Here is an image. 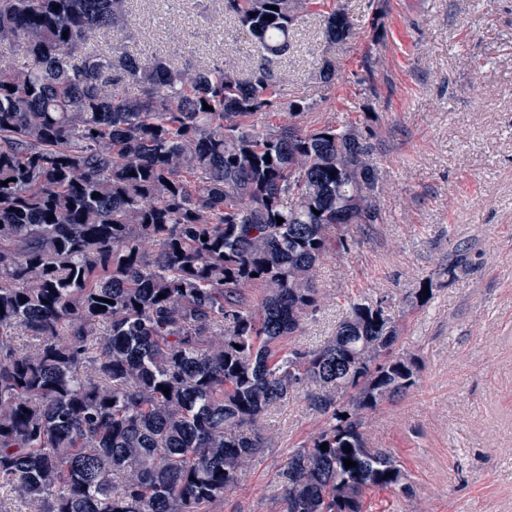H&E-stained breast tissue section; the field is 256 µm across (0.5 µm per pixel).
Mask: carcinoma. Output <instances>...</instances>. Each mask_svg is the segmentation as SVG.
I'll list each match as a JSON object with an SVG mask.
<instances>
[{"label": "carcinoma", "mask_w": 512, "mask_h": 512, "mask_svg": "<svg viewBox=\"0 0 512 512\" xmlns=\"http://www.w3.org/2000/svg\"><path fill=\"white\" fill-rule=\"evenodd\" d=\"M124 3L0 0V45L29 59L0 66V484L37 512H201L266 447L271 408L302 393L322 424L276 473L284 512L413 496L367 433L417 384L399 325L354 302L323 344L281 347L322 306L318 270L349 226L382 220L372 127L281 102L295 23L329 7L333 46L353 37L345 8L224 0L254 47L244 80L230 62L142 61L130 30L84 52ZM316 76L338 80L335 60Z\"/></svg>", "instance_id": "cac0c4a2"}]
</instances>
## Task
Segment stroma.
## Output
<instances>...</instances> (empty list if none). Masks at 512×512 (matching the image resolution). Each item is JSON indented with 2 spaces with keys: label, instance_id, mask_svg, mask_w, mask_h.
I'll return each instance as SVG.
<instances>
[{
  "label": "stroma",
  "instance_id": "obj_1",
  "mask_svg": "<svg viewBox=\"0 0 512 512\" xmlns=\"http://www.w3.org/2000/svg\"><path fill=\"white\" fill-rule=\"evenodd\" d=\"M343 5L354 36L333 50L340 80L315 75L325 46L316 13L297 23L278 68L286 100L309 103L312 124L373 114L383 221L323 266L324 305L283 345L316 347L353 301L381 305L420 377L370 414L368 431L374 447L400 456L418 493L371 494L369 512H512V0ZM126 9L134 56L177 67L229 59L249 77L253 48L224 0H128ZM460 243L469 265L452 276ZM426 280L434 297L413 307ZM267 424V448L205 512H283L276 472L321 421L299 395Z\"/></svg>",
  "mask_w": 512,
  "mask_h": 512
}]
</instances>
